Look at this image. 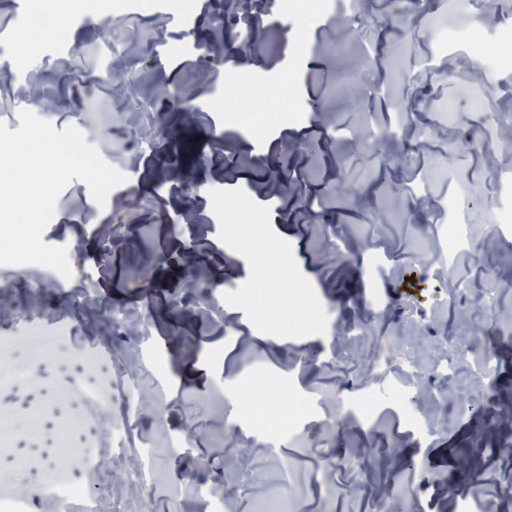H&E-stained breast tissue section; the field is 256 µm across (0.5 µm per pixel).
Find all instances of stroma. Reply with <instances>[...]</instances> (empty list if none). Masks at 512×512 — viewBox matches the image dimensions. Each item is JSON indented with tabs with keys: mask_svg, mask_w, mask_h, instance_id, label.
Returning <instances> with one entry per match:
<instances>
[{
	"mask_svg": "<svg viewBox=\"0 0 512 512\" xmlns=\"http://www.w3.org/2000/svg\"><path fill=\"white\" fill-rule=\"evenodd\" d=\"M9 2L0 41L25 9L52 31L30 29L36 53L0 56V120L18 129L36 88L49 103L40 117L122 147L129 163L102 207L72 181L64 195L78 207H58L43 235L67 246L72 280L0 266V369L21 372L0 384V495L28 493L53 463L62 480L122 496L125 512H173L178 500L209 512L193 498L197 479L226 487L234 512H257L265 495L291 512H375L385 494L413 512H460L452 487L468 472L498 484L475 505L512 512V467L490 451L512 429V406L478 386L481 356L428 382L400 374L409 355L429 370L442 338L485 333L493 384H512V245L492 229L501 196L487 161L494 150L512 166V142L487 140L493 124L512 132V48L497 51L494 71L480 52L499 25L478 26L471 0H334L321 17L315 0H238L259 20L255 56L225 32L218 0H160L112 28L113 0ZM116 29L151 79L115 78L113 57H88ZM50 37L72 46L65 60L44 51ZM240 66L235 88L229 70ZM276 84L288 94L253 140L222 95L247 104ZM443 97L456 100L454 123L436 109ZM119 99L151 114L153 145L114 121ZM189 140L194 153L179 155ZM456 202L474 250L452 267ZM130 223L133 235L119 234ZM489 286L490 312L475 301ZM120 307L148 318L141 364L164 363L160 412L137 420L150 438L138 492L108 464L115 422L141 399L117 391ZM256 336L268 356L250 347ZM239 451L255 476L225 485L226 456Z\"/></svg>",
	"mask_w": 512,
	"mask_h": 512,
	"instance_id": "obj_1",
	"label": "stroma"
}]
</instances>
